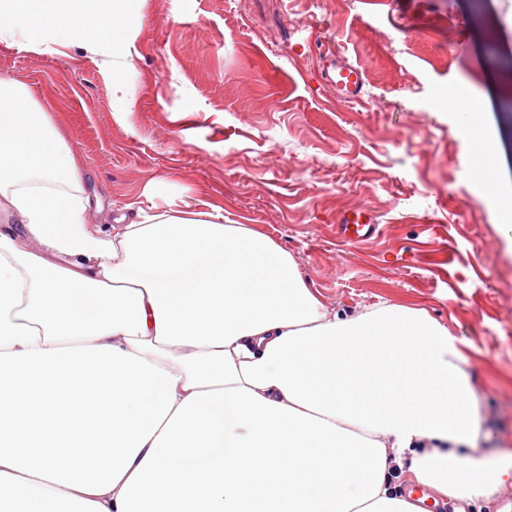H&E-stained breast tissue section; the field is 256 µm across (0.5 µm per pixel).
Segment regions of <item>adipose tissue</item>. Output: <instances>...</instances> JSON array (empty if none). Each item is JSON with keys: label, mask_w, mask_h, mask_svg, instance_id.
Wrapping results in <instances>:
<instances>
[{"label": "adipose tissue", "mask_w": 512, "mask_h": 512, "mask_svg": "<svg viewBox=\"0 0 512 512\" xmlns=\"http://www.w3.org/2000/svg\"><path fill=\"white\" fill-rule=\"evenodd\" d=\"M131 0H0L4 32L111 37ZM464 121L512 223L481 101ZM82 156L0 77V512H424L403 478L472 505L512 483L479 441L466 342L425 310L345 314L295 257L221 213L86 224ZM36 239L40 252L28 250Z\"/></svg>", "instance_id": "obj_1"}]
</instances>
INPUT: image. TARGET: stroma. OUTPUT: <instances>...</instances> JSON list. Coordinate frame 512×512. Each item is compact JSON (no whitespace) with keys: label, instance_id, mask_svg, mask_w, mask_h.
<instances>
[{"label":"stroma","instance_id":"obj_1","mask_svg":"<svg viewBox=\"0 0 512 512\" xmlns=\"http://www.w3.org/2000/svg\"><path fill=\"white\" fill-rule=\"evenodd\" d=\"M117 64L36 31L0 37V75L28 87L85 158V221L130 203L221 208L271 236L333 310L424 309L467 342L493 453L512 450V231L448 107L468 84L512 186V0H134ZM341 56L364 77L345 100ZM373 212L345 239L337 217ZM331 82L346 99L358 100L363 93L364 79L361 71L353 65L344 64L336 59L332 66ZM340 232L350 241L358 242L371 235L376 224L366 209H353L343 212L336 220Z\"/></svg>","mask_w":512,"mask_h":512}]
</instances>
